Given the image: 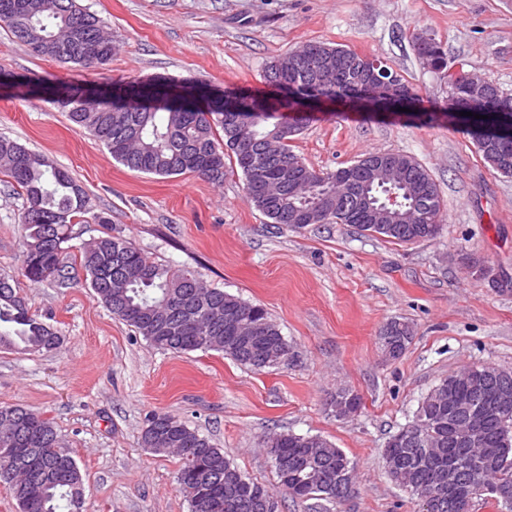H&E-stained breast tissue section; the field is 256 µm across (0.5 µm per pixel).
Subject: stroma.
Listing matches in <instances>:
<instances>
[{
    "instance_id": "obj_1",
    "label": "stroma",
    "mask_w": 512,
    "mask_h": 512,
    "mask_svg": "<svg viewBox=\"0 0 512 512\" xmlns=\"http://www.w3.org/2000/svg\"><path fill=\"white\" fill-rule=\"evenodd\" d=\"M119 43L103 66L84 69L36 56L0 27V76H44L107 86L163 75L225 90L256 89L266 63L323 41L386 60L425 99L442 100L445 79L413 48L415 33L440 42L512 94V0H82ZM0 136L69 172L110 224H76L63 254L65 288L19 277L22 198L0 173V274L15 276L33 312L61 338L50 351L0 349V406L50 418L83 474L80 512H189L177 484L180 460L139 443L145 418L167 412L208 436L255 481L272 486L267 434L321 436L356 464L340 503L292 501L278 512H416L387 475L383 450L411 422L423 397L460 369L512 370V292L473 276L477 262L512 273V177L484 163L466 133L445 120L334 115L324 108L293 142L320 170L371 150L414 156L446 204L440 237L395 245L348 224L295 232L268 223L245 200L240 174L216 186L192 174L130 170L64 112L0 89ZM116 229L158 262L187 267L208 285L262 305L290 346L288 360L251 371L216 351L180 356L150 346L112 316L89 287L79 248ZM414 328L406 351L386 358L384 325ZM362 398L337 419L332 399Z\"/></svg>"
}]
</instances>
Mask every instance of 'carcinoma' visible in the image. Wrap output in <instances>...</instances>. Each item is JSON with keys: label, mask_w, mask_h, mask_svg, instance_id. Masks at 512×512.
I'll list each match as a JSON object with an SVG mask.
<instances>
[{"label": "carcinoma", "mask_w": 512, "mask_h": 512, "mask_svg": "<svg viewBox=\"0 0 512 512\" xmlns=\"http://www.w3.org/2000/svg\"><path fill=\"white\" fill-rule=\"evenodd\" d=\"M30 11L14 17L0 11V27L29 46L39 56L84 68L108 63L117 51L103 20L79 0H28ZM101 47L95 60L82 56L68 42L71 27ZM309 54L293 60L287 52L269 62L263 71L268 81L275 66L286 68L284 86L257 90L208 93L198 84L170 80L112 84L95 93L97 108L65 109L81 132L98 140L112 158L144 174L179 176L191 173L215 185L224 183L226 165L241 173L247 202L268 223L297 229L290 217L302 211L310 224H352L362 232L394 244L434 240L440 235L445 203L429 171L413 156L402 152L370 151L345 166L355 165L341 180L348 193L346 209H326L336 179L316 170L297 155L290 142L301 135L318 112L328 104L342 103L359 112H396L430 120L444 116L471 137L485 163L512 170V146L488 153L493 140L512 131V96L500 86L480 78H465L448 87L441 102L424 105V99L391 67H386L387 94L377 98L356 82L358 66L365 58L351 49L320 41L308 42ZM420 58H428L431 70L448 69L439 42L420 32L414 36ZM339 54L346 67L332 76L327 86L313 85L323 57ZM11 85L24 93L43 96L51 104L67 100L75 105L92 91L65 82L42 83L14 78ZM468 115L461 116L459 112ZM481 118L476 119L474 115ZM394 163L406 171L405 180L393 182L380 174ZM302 166L310 173L306 189L293 193L282 183L283 171L293 175ZM0 173L10 177L24 199L19 224L23 250L19 274L32 283L70 285L71 272L63 262V244L71 240L70 226L84 224L92 215L96 224L111 219L92 212L90 198L64 169L23 145L0 138ZM401 200L400 214L393 218L388 196ZM81 267L96 298L113 316L134 328L150 345L176 354L214 350L236 363L261 371L276 366L260 357L263 350L290 347L281 329L260 305L249 303L220 288H212L191 270L158 263L146 256L127 237L105 234L80 247ZM13 277L0 274V324L15 327L14 335L0 332V348L23 346L30 351L51 350L60 336L31 312L26 299L14 287ZM236 316L238 329L250 341L224 346V314ZM412 325L390 321L379 336L405 352L413 339ZM498 368L472 366L473 381L461 380L455 391L468 406L448 411V397L436 398L448 389L452 377L440 380L422 400L412 422L390 436L383 456L392 480L415 500L414 487L430 489L438 473L453 463L462 478L448 505L443 498L434 512H471L478 500L491 501L499 512H512V403L497 408L476 426L478 447L495 449L487 478L494 492L479 496L474 491L467 465V446L459 431L470 414L480 411L486 397L495 393ZM336 417L361 410V398L346 389L333 400ZM142 447L156 454H175L181 460L177 474L180 490L190 512H265V501L274 497L266 485L245 476L224 456L209 437L190 428L178 417L154 413L140 435ZM263 447L275 448L280 462L273 463L278 487L294 501L345 498L339 488L353 480L354 467L347 454L319 436L290 432L272 434ZM0 448H20L9 463L0 461V483L10 487L20 512H65L79 503L76 487L83 483L80 468L65 448L53 422L21 406H0Z\"/></svg>", "instance_id": "cac0c4a2"}]
</instances>
